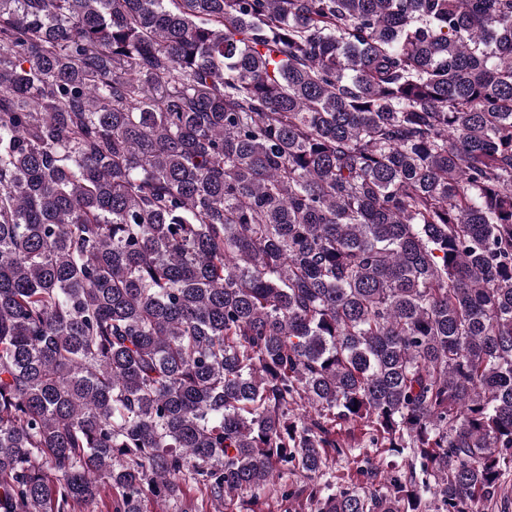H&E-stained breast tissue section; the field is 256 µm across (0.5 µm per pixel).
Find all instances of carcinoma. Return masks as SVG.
I'll return each mask as SVG.
<instances>
[{
  "label": "carcinoma",
  "mask_w": 512,
  "mask_h": 512,
  "mask_svg": "<svg viewBox=\"0 0 512 512\" xmlns=\"http://www.w3.org/2000/svg\"><path fill=\"white\" fill-rule=\"evenodd\" d=\"M247 491L512 507V0H0V512ZM360 465L363 464L359 463L357 465L352 461V459H336V462H333L329 471H327L328 473L322 477L320 481L323 483L324 481L328 480L334 483L340 481V477H344L346 482H351L352 480L353 483L362 486L366 482V478L363 475L357 473V466Z\"/></svg>",
  "instance_id": "cac0c4a2"
}]
</instances>
